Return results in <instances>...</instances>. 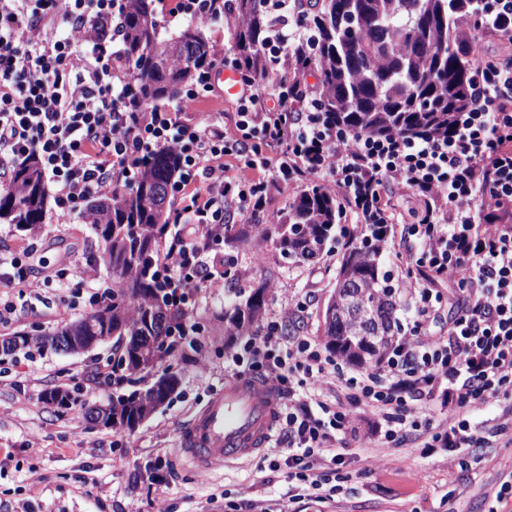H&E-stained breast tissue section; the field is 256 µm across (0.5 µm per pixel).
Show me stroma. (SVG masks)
Returning a JSON list of instances; mask_svg holds the SVG:
<instances>
[{"mask_svg": "<svg viewBox=\"0 0 512 512\" xmlns=\"http://www.w3.org/2000/svg\"><path fill=\"white\" fill-rule=\"evenodd\" d=\"M31 250L26 265L35 292L18 295L0 287V299L13 301L17 316L0 324V336L17 332L51 334L90 312L91 291L76 288L61 295L45 275L66 255L96 257L99 286L112 277L103 265L104 244L88 224H41L36 235H21L0 223V254L15 257ZM24 256V255H23ZM243 284L266 282L271 289L267 314L288 301L300 302L297 324L311 343L324 345V310L336 285L337 252L296 263L270 244L226 251ZM233 301L223 283L194 293L187 316L198 324L194 346L179 349L164 364L178 374L171 398L134 431L88 424L78 413L46 404L43 390L79 385L87 406L106 402L112 386L96 374L111 344L71 354L48 350L17 351L0 360V512H156L165 501L169 512H231L252 501L258 512H498V494L512 479V407L493 403L471 411L472 423L501 427L493 446L477 452L424 447L407 438L383 448L374 466L363 450L372 435L366 408L355 409V426L344 436L343 492L315 502L288 483L271 462H285L284 449L268 447L257 456L201 472L178 454L182 428L222 390L229 339L224 309Z\"/></svg>", "mask_w": 512, "mask_h": 512, "instance_id": "1", "label": "stroma"}]
</instances>
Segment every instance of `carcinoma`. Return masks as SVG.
Listing matches in <instances>:
<instances>
[{
    "instance_id": "1",
    "label": "carcinoma",
    "mask_w": 512,
    "mask_h": 512,
    "mask_svg": "<svg viewBox=\"0 0 512 512\" xmlns=\"http://www.w3.org/2000/svg\"><path fill=\"white\" fill-rule=\"evenodd\" d=\"M234 2L227 18L233 54L246 72L264 76L266 0ZM475 8V0H321L310 17L315 48L299 50L291 60L317 71V107L333 124L356 135H442L468 102L477 43L464 22L475 26ZM124 34L123 58L139 90L141 112L178 98L188 77L211 61L205 27L189 24L164 37L148 0H126ZM177 174L175 154L161 152L132 189L89 205L95 232L105 243L112 295L58 332L87 339L115 337L117 366L131 375L154 368L180 346L181 315L170 310L155 282L165 244L168 188ZM46 205L41 171L31 161L0 190V222L34 234ZM348 208L342 195L310 181L276 223L224 225V246L270 242L282 255L305 262L336 245L341 257L336 289L324 313L325 345L346 362L368 368L384 358L398 331V284L379 267L376 243L385 225H366L369 237L358 244L346 227ZM224 287L239 298L224 309V335L252 334L268 306V286L244 287L235 270L226 267ZM357 299L370 309L369 317L358 315ZM33 347L47 350L44 338L22 333L4 356ZM178 386V378L170 375L146 388L113 395L103 426L134 430ZM42 399L60 411L89 416L77 385L47 389Z\"/></svg>"
}]
</instances>
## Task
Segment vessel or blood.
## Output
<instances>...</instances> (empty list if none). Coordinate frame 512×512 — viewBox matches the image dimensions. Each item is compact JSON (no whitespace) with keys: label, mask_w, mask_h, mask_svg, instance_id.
<instances>
[{"label":"vessel or blood","mask_w":512,"mask_h":512,"mask_svg":"<svg viewBox=\"0 0 512 512\" xmlns=\"http://www.w3.org/2000/svg\"><path fill=\"white\" fill-rule=\"evenodd\" d=\"M281 407L271 382L232 378L182 429L181 451L206 469L250 458L271 441Z\"/></svg>","instance_id":"vessel-or-blood-1"}]
</instances>
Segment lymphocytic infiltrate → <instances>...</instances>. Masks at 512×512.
Returning <instances> with one entry per match:
<instances>
[{
	"label": "lymphocytic infiltrate",
	"mask_w": 512,
	"mask_h": 512,
	"mask_svg": "<svg viewBox=\"0 0 512 512\" xmlns=\"http://www.w3.org/2000/svg\"><path fill=\"white\" fill-rule=\"evenodd\" d=\"M234 0H171L164 20L214 26ZM124 0H0V183L37 161L58 221L88 222L86 205L130 187L155 153L180 161L168 194V247L157 274L171 308L186 311L199 284L224 266L220 246L231 214L263 212L275 194L310 179L350 201L348 223L387 224L388 240H415L396 250L423 267L402 282L416 323L432 313V286L456 282L462 306L444 336H409L362 378L342 377L332 359L303 336L285 334L292 307L268 319L231 352L224 369L258 374L287 399L276 446L287 449L289 479L318 501L338 495L324 461L344 462L335 436L350 420L323 395L333 388L376 417L378 447L403 441L415 424L407 400L436 401L426 422L449 450L484 448L497 427H476L469 412L512 396V54L479 56L470 103L447 137L377 138L330 127L317 111L293 50L309 46L306 0H272L262 52L277 82L242 75L236 119L187 118L189 104L221 89L213 73L224 58L193 72L176 103L137 111V88L122 64ZM281 147L277 158L269 149ZM409 191L422 202L413 224L389 194Z\"/></svg>",
	"instance_id": "1"
}]
</instances>
